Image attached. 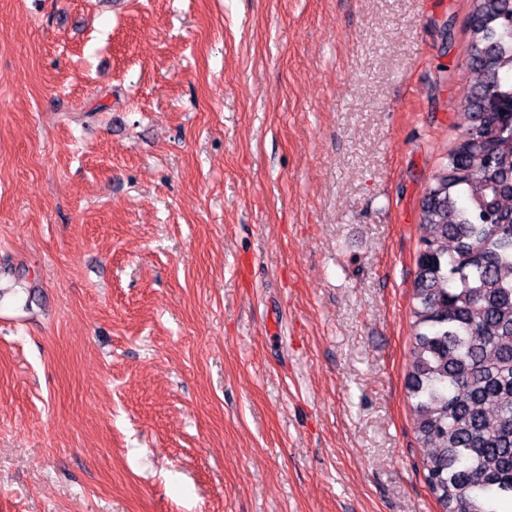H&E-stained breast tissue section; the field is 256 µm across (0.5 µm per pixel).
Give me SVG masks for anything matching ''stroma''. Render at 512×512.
<instances>
[{
    "mask_svg": "<svg viewBox=\"0 0 512 512\" xmlns=\"http://www.w3.org/2000/svg\"><path fill=\"white\" fill-rule=\"evenodd\" d=\"M470 0H0V512H440L406 359Z\"/></svg>",
    "mask_w": 512,
    "mask_h": 512,
    "instance_id": "stroma-1",
    "label": "stroma"
}]
</instances>
